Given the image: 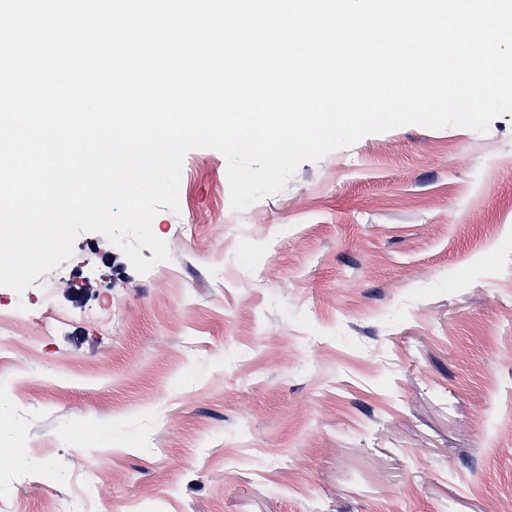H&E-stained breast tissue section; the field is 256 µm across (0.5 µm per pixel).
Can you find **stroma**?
Wrapping results in <instances>:
<instances>
[{"label":"stroma","instance_id":"35a3bbf8","mask_svg":"<svg viewBox=\"0 0 512 512\" xmlns=\"http://www.w3.org/2000/svg\"><path fill=\"white\" fill-rule=\"evenodd\" d=\"M179 206L147 274L84 233L0 287V512H512V114L367 135L242 212L193 149Z\"/></svg>","mask_w":512,"mask_h":512}]
</instances>
